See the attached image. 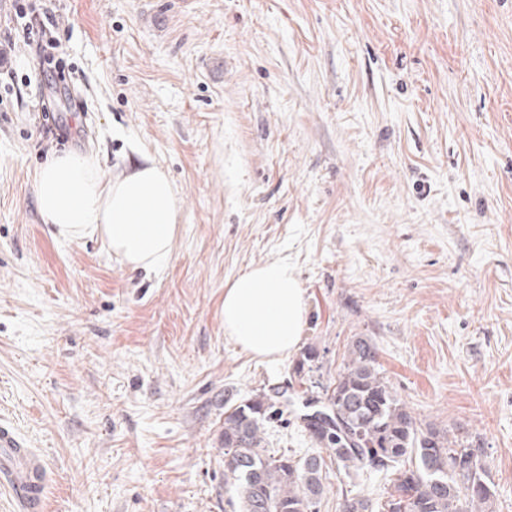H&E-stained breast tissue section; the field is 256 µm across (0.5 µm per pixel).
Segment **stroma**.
I'll return each instance as SVG.
<instances>
[{
  "mask_svg": "<svg viewBox=\"0 0 512 512\" xmlns=\"http://www.w3.org/2000/svg\"><path fill=\"white\" fill-rule=\"evenodd\" d=\"M50 31L103 170L148 155L181 224L161 273L36 206L50 85L0 0V422L47 463L46 512H224V413L293 411L369 336L418 423L475 437L512 512V0H20ZM285 258L320 371L224 335V285ZM269 450L304 456L297 420ZM384 503L392 473H322Z\"/></svg>",
  "mask_w": 512,
  "mask_h": 512,
  "instance_id": "stroma-1",
  "label": "stroma"
}]
</instances>
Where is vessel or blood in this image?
<instances>
[{
	"label": "vessel or blood",
	"instance_id": "obj_1",
	"mask_svg": "<svg viewBox=\"0 0 512 512\" xmlns=\"http://www.w3.org/2000/svg\"><path fill=\"white\" fill-rule=\"evenodd\" d=\"M46 461L29 448L14 428L0 423V489L19 505L21 512H42Z\"/></svg>",
	"mask_w": 512,
	"mask_h": 512
}]
</instances>
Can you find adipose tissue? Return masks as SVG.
<instances>
[{"label":"adipose tissue","mask_w":512,"mask_h":512,"mask_svg":"<svg viewBox=\"0 0 512 512\" xmlns=\"http://www.w3.org/2000/svg\"><path fill=\"white\" fill-rule=\"evenodd\" d=\"M34 195L44 223L61 237L99 233L133 270L168 267L180 211L170 177L152 160L107 174L92 155H55L38 172ZM307 314L306 292L285 259L250 267L224 287L225 336L262 362L298 350Z\"/></svg>","instance_id":"adipose-tissue-1"}]
</instances>
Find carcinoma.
Here are the masks:
<instances>
[{
	"instance_id": "cac0c4a2",
	"label": "carcinoma",
	"mask_w": 512,
	"mask_h": 512,
	"mask_svg": "<svg viewBox=\"0 0 512 512\" xmlns=\"http://www.w3.org/2000/svg\"><path fill=\"white\" fill-rule=\"evenodd\" d=\"M322 396L296 416L309 437L329 453L339 475L364 469H399L383 512H492L494 497L483 448L448 430L421 427L379 370L368 336L347 345L343 367ZM287 391L260 392L224 413V483L237 488L225 501L231 512H317L324 494V458L278 454L266 448L265 423L281 418ZM340 512H374L368 498L342 495Z\"/></svg>"
}]
</instances>
